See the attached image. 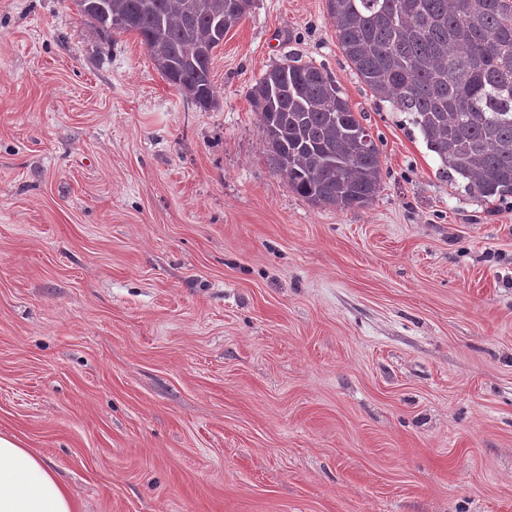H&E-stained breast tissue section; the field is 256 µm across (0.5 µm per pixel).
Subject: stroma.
Here are the masks:
<instances>
[{
  "mask_svg": "<svg viewBox=\"0 0 512 512\" xmlns=\"http://www.w3.org/2000/svg\"><path fill=\"white\" fill-rule=\"evenodd\" d=\"M324 67L381 152L336 209L249 98ZM201 109L73 0H0V431L79 512H512V198L439 174L326 0H255Z\"/></svg>",
  "mask_w": 512,
  "mask_h": 512,
  "instance_id": "obj_1",
  "label": "stroma"
}]
</instances>
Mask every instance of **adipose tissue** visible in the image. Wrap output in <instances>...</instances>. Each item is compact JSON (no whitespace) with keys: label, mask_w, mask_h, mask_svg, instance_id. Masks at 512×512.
<instances>
[{"label":"adipose tissue","mask_w":512,"mask_h":512,"mask_svg":"<svg viewBox=\"0 0 512 512\" xmlns=\"http://www.w3.org/2000/svg\"><path fill=\"white\" fill-rule=\"evenodd\" d=\"M0 512H78L54 467L0 432Z\"/></svg>","instance_id":"1"}]
</instances>
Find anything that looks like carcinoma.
<instances>
[{
    "mask_svg": "<svg viewBox=\"0 0 512 512\" xmlns=\"http://www.w3.org/2000/svg\"><path fill=\"white\" fill-rule=\"evenodd\" d=\"M108 35L140 37L161 75L215 103L222 35L254 0H85ZM342 54L376 104L402 112L440 170L480 198L512 197V0H327ZM249 98L268 158L298 195L340 209L381 190V153L337 81L311 62L268 69Z\"/></svg>",
    "mask_w": 512,
    "mask_h": 512,
    "instance_id": "cac0c4a2",
    "label": "carcinoma"
}]
</instances>
